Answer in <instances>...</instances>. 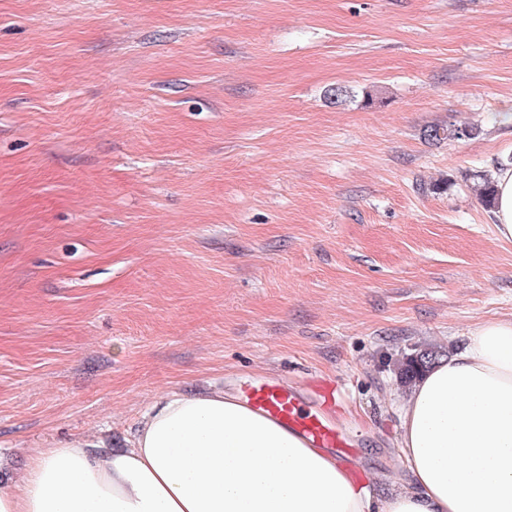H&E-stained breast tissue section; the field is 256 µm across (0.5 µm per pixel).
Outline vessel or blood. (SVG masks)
I'll return each mask as SVG.
<instances>
[{
  "label": "vessel or blood",
  "mask_w": 512,
  "mask_h": 512,
  "mask_svg": "<svg viewBox=\"0 0 512 512\" xmlns=\"http://www.w3.org/2000/svg\"><path fill=\"white\" fill-rule=\"evenodd\" d=\"M240 395L252 409L297 432L313 447L342 448L346 445L343 435L329 419L305 406L300 389L279 379L244 383Z\"/></svg>",
  "instance_id": "vessel-or-blood-1"
}]
</instances>
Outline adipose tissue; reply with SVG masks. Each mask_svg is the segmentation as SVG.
<instances>
[{"mask_svg": "<svg viewBox=\"0 0 512 512\" xmlns=\"http://www.w3.org/2000/svg\"><path fill=\"white\" fill-rule=\"evenodd\" d=\"M492 218L512 242V165ZM387 496L221 389L164 395L128 447L90 438L38 451L0 512H512V318L477 325L398 402Z\"/></svg>", "mask_w": 512, "mask_h": 512, "instance_id": "1", "label": "adipose tissue"}]
</instances>
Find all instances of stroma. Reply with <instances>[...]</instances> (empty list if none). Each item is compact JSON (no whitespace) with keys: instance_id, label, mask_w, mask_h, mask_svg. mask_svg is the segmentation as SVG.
I'll return each mask as SVG.
<instances>
[{"instance_id":"obj_1","label":"stroma","mask_w":512,"mask_h":512,"mask_svg":"<svg viewBox=\"0 0 512 512\" xmlns=\"http://www.w3.org/2000/svg\"><path fill=\"white\" fill-rule=\"evenodd\" d=\"M511 153L512 0H0V483L325 377L388 495L403 359L512 317L467 177ZM476 134V129L472 126H457L448 124V126H430L424 131V136L429 141L448 140V142L470 139Z\"/></svg>"}]
</instances>
